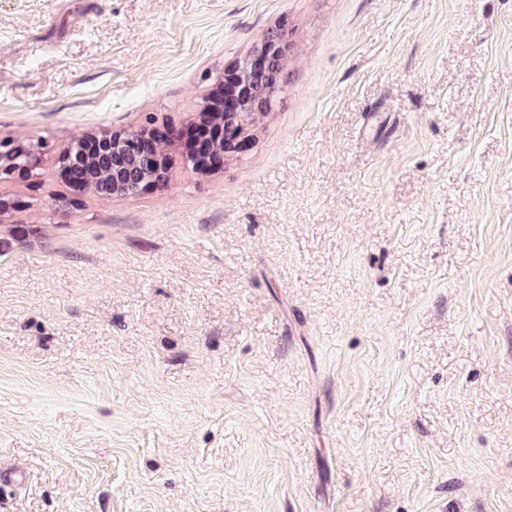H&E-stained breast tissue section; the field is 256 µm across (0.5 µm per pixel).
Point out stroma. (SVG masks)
<instances>
[{
    "mask_svg": "<svg viewBox=\"0 0 512 512\" xmlns=\"http://www.w3.org/2000/svg\"><path fill=\"white\" fill-rule=\"evenodd\" d=\"M285 29L252 140L79 193ZM0 512H512V0H0ZM166 138L167 135L159 136L155 130L145 129L129 131L119 136L104 133L97 138L100 147L98 154H86L81 151L78 144L63 154L61 169L70 175V178H67L70 185L83 190H93L75 174L85 171L87 165L94 160L109 168L112 184L118 189L124 175L125 160L132 159L147 176L136 185L126 188L127 195L137 194L146 184L166 174L169 162L163 157L159 142ZM36 163L31 152L8 148L0 142V180L12 176L16 171L28 170Z\"/></svg>",
    "mask_w": 512,
    "mask_h": 512,
    "instance_id": "obj_1",
    "label": "stroma"
}]
</instances>
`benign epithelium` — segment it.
Here are the masks:
<instances>
[{
	"mask_svg": "<svg viewBox=\"0 0 512 512\" xmlns=\"http://www.w3.org/2000/svg\"><path fill=\"white\" fill-rule=\"evenodd\" d=\"M286 49L284 36L277 40L262 41L252 55L224 72L225 98H210L201 109L202 113L210 116H216L222 110L224 118L211 122L207 127L198 124L171 133L173 137H186L197 143L196 152L189 154L194 167L206 170V162L211 160L212 167L217 168L224 163V154L240 152L246 147L252 117L271 107L269 101L258 102L252 99L247 75L285 54ZM98 139L100 150L96 154H86L78 146L63 154L61 169L70 175V185L83 190L91 189L76 174L85 171L93 161L109 168L112 184L118 187L123 179L125 160H133L144 171L146 178L126 188L129 195L139 193L146 184L161 177L168 169L169 162L161 151L162 137L154 130L138 129L119 136L104 133ZM35 163L36 158L32 153L12 149L0 142V180L17 171L27 170Z\"/></svg>",
	"mask_w": 512,
	"mask_h": 512,
	"instance_id": "1",
	"label": "benign epithelium"
}]
</instances>
